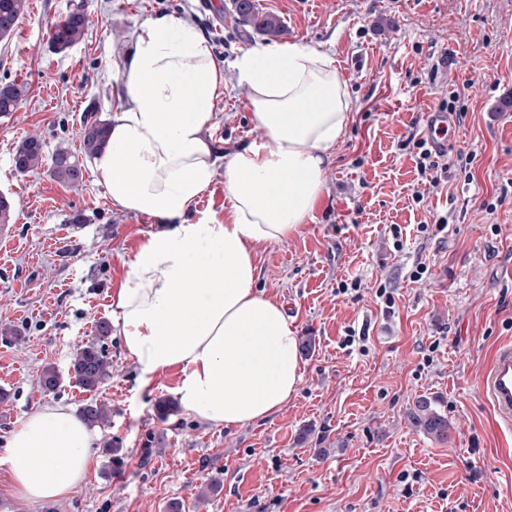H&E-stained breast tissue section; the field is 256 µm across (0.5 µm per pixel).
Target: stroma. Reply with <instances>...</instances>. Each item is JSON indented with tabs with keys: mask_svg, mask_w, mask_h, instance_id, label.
I'll list each match as a JSON object with an SVG mask.
<instances>
[{
	"mask_svg": "<svg viewBox=\"0 0 512 512\" xmlns=\"http://www.w3.org/2000/svg\"><path fill=\"white\" fill-rule=\"evenodd\" d=\"M28 2L0 40V83L28 88L0 117V194L15 210L0 235V327L21 334L0 340V458L36 406L85 401L70 377L74 354L117 315L127 263L157 229L114 207L93 170L76 186L44 169L16 173L14 146L36 133L47 150H78L79 115L94 107L111 118L118 69L150 17L187 18L219 60L274 40L240 23L233 0L209 10L205 0H84L88 32L57 54L48 33L70 0ZM254 2L280 21L276 40L327 51L352 100L311 219L288 242L257 249L260 290L285 302L297 336L315 341L302 383L271 417L236 430L181 412L161 422L155 405L174 395L178 370L141 386L110 335L112 376L96 398L112 415L93 430L85 483L60 502H15L13 512H168L176 500L183 512H512V434L497 430L479 394L494 348L512 340V0ZM451 99L465 117L434 187L409 140ZM209 134L223 153L263 136L235 78ZM460 154L473 155L471 167ZM48 365L61 376L52 392L38 386ZM422 394L447 413V441L409 423ZM153 434L163 445L148 454ZM108 440L126 457L122 475L110 471Z\"/></svg>",
	"mask_w": 512,
	"mask_h": 512,
	"instance_id": "stroma-1",
	"label": "stroma"
}]
</instances>
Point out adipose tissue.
<instances>
[{"label":"adipose tissue","instance_id":"1","mask_svg":"<svg viewBox=\"0 0 512 512\" xmlns=\"http://www.w3.org/2000/svg\"><path fill=\"white\" fill-rule=\"evenodd\" d=\"M246 84L261 140L218 158L206 135L226 74ZM120 103L94 158L113 206L153 217L117 293L113 326L142 384L178 369L181 410L234 430L267 419L302 380L283 302L257 288L256 248L298 233L325 190L352 108L331 56L265 45L220 63L205 35L163 14L135 31ZM223 171L224 223L190 221ZM93 433L69 406L38 407L8 447L14 500L60 501L86 480Z\"/></svg>","mask_w":512,"mask_h":512}]
</instances>
